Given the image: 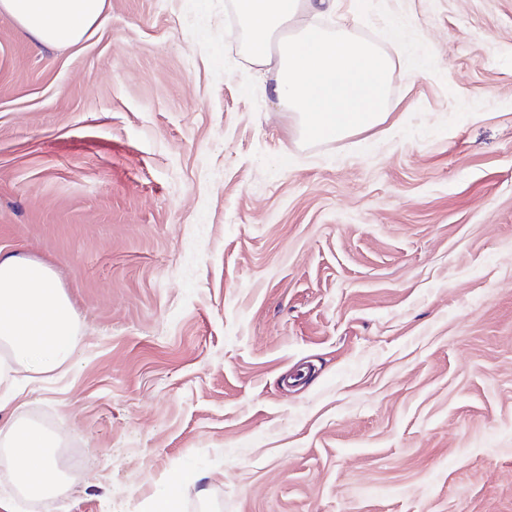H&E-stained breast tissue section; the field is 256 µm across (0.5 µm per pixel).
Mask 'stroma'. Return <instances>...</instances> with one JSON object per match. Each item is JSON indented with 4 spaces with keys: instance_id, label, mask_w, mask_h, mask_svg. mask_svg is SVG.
Returning a JSON list of instances; mask_svg holds the SVG:
<instances>
[{
    "instance_id": "35a3bbf8",
    "label": "stroma",
    "mask_w": 512,
    "mask_h": 512,
    "mask_svg": "<svg viewBox=\"0 0 512 512\" xmlns=\"http://www.w3.org/2000/svg\"><path fill=\"white\" fill-rule=\"evenodd\" d=\"M339 18L387 117L306 142L230 0L0 12V253L78 323L23 409L82 453L52 512H512V0ZM104 4L105 0H1L0 10L41 44L70 47L101 24Z\"/></svg>"
}]
</instances>
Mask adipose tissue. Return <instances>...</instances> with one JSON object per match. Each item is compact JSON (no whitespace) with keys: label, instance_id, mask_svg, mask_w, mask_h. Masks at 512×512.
Segmentation results:
<instances>
[{"label":"adipose tissue","instance_id":"ef3b65f1","mask_svg":"<svg viewBox=\"0 0 512 512\" xmlns=\"http://www.w3.org/2000/svg\"><path fill=\"white\" fill-rule=\"evenodd\" d=\"M105 0H0L38 42L70 47L103 19ZM249 56L278 62L274 93L297 116L302 135L337 138L371 129L387 114L393 79L390 59L347 31L302 29L272 53L273 34L301 10L332 13L336 0H235ZM78 345L72 307L44 263L0 257V411L21 408V396L61 377ZM0 445L31 493L56 494L64 476L54 450L61 440L21 415L0 426Z\"/></svg>","mask_w":512,"mask_h":512}]
</instances>
